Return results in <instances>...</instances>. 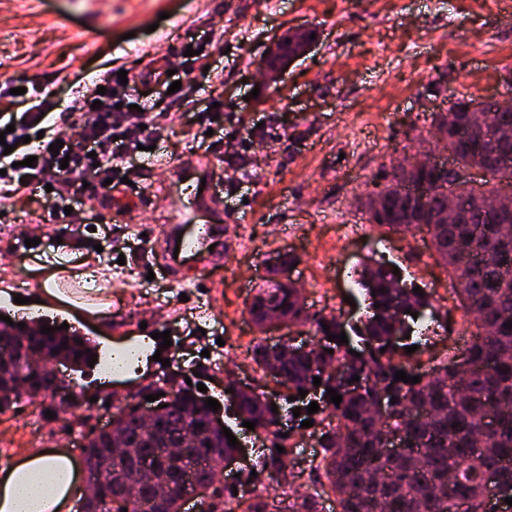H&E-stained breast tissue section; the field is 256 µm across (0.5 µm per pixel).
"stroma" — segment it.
I'll return each instance as SVG.
<instances>
[{"mask_svg": "<svg viewBox=\"0 0 512 512\" xmlns=\"http://www.w3.org/2000/svg\"><path fill=\"white\" fill-rule=\"evenodd\" d=\"M305 30L315 31V42L271 81L261 66L266 51ZM189 48L195 56H186ZM168 65L187 81L182 96L162 94L148 79ZM121 70L139 79L130 102L160 128L134 156V188L148 203L115 194L105 208L100 190L78 182L67 217L52 220L25 190L0 217V290L29 293L65 253L112 268L110 338L79 308L53 316L97 346V366L63 368L73 396L24 399L0 414V470L33 444L54 450L67 432L101 429L125 399L185 386L197 371L218 401L228 369L256 391L278 392L250 358L258 331L247 306L280 253L299 256L291 277L310 310L326 316L362 307L350 277L362 261L396 266L432 293L437 315L411 366L461 351L464 312L430 235L374 226L360 200L383 187L385 169L420 151L452 163L432 126L457 99L512 102V0H0V76L44 86L57 111ZM212 118L217 132L198 142ZM205 178L222 184L223 259L189 262L175 282L156 269L152 246L173 221L199 223L184 187ZM332 240L333 260L314 267L312 253ZM146 325L169 332L171 346L143 374L108 378L111 343ZM228 344L238 356L218 365ZM73 401L84 407L75 419Z\"/></svg>", "mask_w": 512, "mask_h": 512, "instance_id": "stroma-1", "label": "stroma"}]
</instances>
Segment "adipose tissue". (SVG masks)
Here are the masks:
<instances>
[{
	"label": "adipose tissue",
	"instance_id": "ef3b65f1",
	"mask_svg": "<svg viewBox=\"0 0 512 512\" xmlns=\"http://www.w3.org/2000/svg\"><path fill=\"white\" fill-rule=\"evenodd\" d=\"M78 467L67 455L32 449L0 471V512H72Z\"/></svg>",
	"mask_w": 512,
	"mask_h": 512
}]
</instances>
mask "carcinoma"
<instances>
[{
  "label": "carcinoma",
  "instance_id": "1",
  "mask_svg": "<svg viewBox=\"0 0 512 512\" xmlns=\"http://www.w3.org/2000/svg\"><path fill=\"white\" fill-rule=\"evenodd\" d=\"M313 42L311 32L288 33L281 37L266 60V69L279 71L306 52ZM456 112L437 116L439 139L445 141L454 161L464 167L485 171L479 182L457 184L460 197L468 206L466 224H434V213L446 206L447 197L437 184L448 182L444 169L424 174L417 167L396 166L386 172L388 186L399 183H426L423 202L408 195L388 193L378 199L370 195L365 207L370 222L397 234L427 230L439 261L452 282L451 293L469 316L471 338L451 360L437 363L416 374L399 359V339L409 333L408 313L430 306L428 292L418 295L413 288L378 262L364 261L355 269V282L366 291L372 313L351 325L348 342L328 340V334L345 331L341 316L310 313L296 288L271 280L253 296L248 314L260 332H266L269 312H277L288 322L308 328L313 346L296 351L286 340L274 343L261 336L250 351L251 360L265 374L288 381L290 395L299 390L332 388L342 395L335 404L322 395V408L338 419V425L321 428L318 447L322 448L317 468L322 470L337 512H489L486 474L502 473L498 502L500 512H512L504 498L512 497V232L503 231L507 216L483 207L486 196L495 193L493 183L512 185V171L496 169L500 153L512 151V112L499 113L497 123L482 125L483 112L492 104L476 99L455 103ZM380 307H375V303ZM329 326L324 331L323 326ZM51 334L28 333L0 320V336L25 339L43 352L42 365L32 366L17 350L0 351V413L20 400L16 387L20 380L30 382L26 396L47 392L44 378L51 365L66 362L79 366L93 356L88 345L76 343L77 336L63 329ZM355 349L360 356L350 353ZM385 352H380V349ZM333 353H328V350ZM403 371L416 384L395 380ZM360 380H353V376ZM321 385L313 384V377ZM385 417L373 406L380 395ZM237 413L243 421L255 423L254 430L270 442L258 473L282 488L294 481L283 454L285 415L273 412L263 394L245 393L239 397ZM193 417L198 428L194 455L182 461L170 455L176 425L184 415ZM158 433L142 432L138 416L130 414L119 421L127 447L110 448L112 429L106 426L85 438V454L99 456L112 452L132 463L144 461L152 468V480L132 497L116 502L121 495L124 474L112 472V485L100 492L95 512H182V503L169 499L153 502L152 486L164 482L175 470L181 472L188 488L209 490L207 512H226L223 492L216 486L212 462L232 455L237 448L228 444L223 429L209 421V408L197 402L196 392L188 389L177 406L157 416ZM400 434L405 441L400 455L381 451L384 441ZM294 512H323L322 503L309 494L296 498Z\"/></svg>",
  "mask_w": 512,
  "mask_h": 512
}]
</instances>
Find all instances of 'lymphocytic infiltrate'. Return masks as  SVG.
I'll list each match as a JSON object with an SVG mask.
<instances>
[{
	"label": "lymphocytic infiltrate",
	"instance_id": "obj_1",
	"mask_svg": "<svg viewBox=\"0 0 512 512\" xmlns=\"http://www.w3.org/2000/svg\"><path fill=\"white\" fill-rule=\"evenodd\" d=\"M33 96L35 105L24 111L15 122V130L6 134L5 142L12 146L10 154H0V198L7 200L33 185H52L54 195L60 196L71 190V175L88 174L95 167L112 166L128 178L138 173L128 164L125 151L129 141L139 139L140 122L122 109L126 87L114 82L111 91L98 94L89 88L75 99L71 110L78 113L83 124L78 136H63V148L59 152L49 149V140L40 138L42 129L40 114L50 112L52 103L48 93L37 90ZM38 142L36 149H28L24 138ZM34 158L33 166H25L26 158Z\"/></svg>",
	"mask_w": 512,
	"mask_h": 512
}]
</instances>
